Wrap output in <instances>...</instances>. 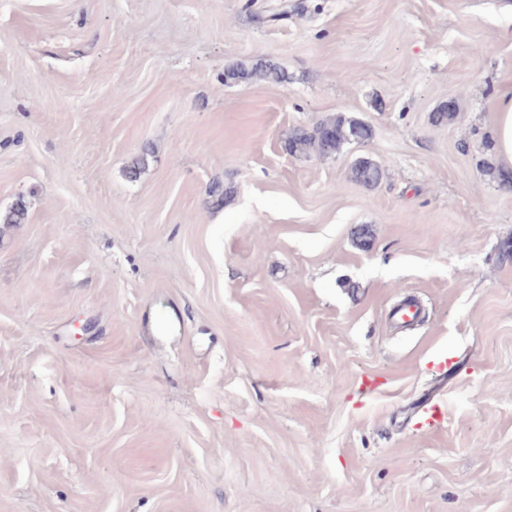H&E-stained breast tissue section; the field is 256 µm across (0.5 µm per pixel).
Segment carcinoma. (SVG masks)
Masks as SVG:
<instances>
[{
  "mask_svg": "<svg viewBox=\"0 0 512 512\" xmlns=\"http://www.w3.org/2000/svg\"><path fill=\"white\" fill-rule=\"evenodd\" d=\"M259 79L280 83L284 73L274 64L251 59L236 61L225 72V79ZM372 136L370 126L342 115L321 120L311 128L296 127L290 133L287 149L296 155L316 154L322 157L335 155L349 143H361ZM351 178L366 187L376 186L382 179L380 167L368 159L357 160L351 168Z\"/></svg>",
  "mask_w": 512,
  "mask_h": 512,
  "instance_id": "obj_1",
  "label": "carcinoma"
}]
</instances>
